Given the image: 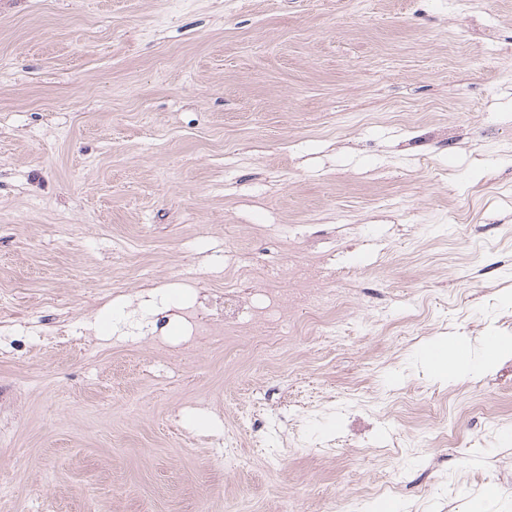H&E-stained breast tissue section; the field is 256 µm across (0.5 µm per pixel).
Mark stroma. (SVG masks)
<instances>
[{
	"label": "stroma",
	"instance_id": "1",
	"mask_svg": "<svg viewBox=\"0 0 512 512\" xmlns=\"http://www.w3.org/2000/svg\"><path fill=\"white\" fill-rule=\"evenodd\" d=\"M291 245L329 335L159 346ZM508 254L512 0H0V512H512V355L421 361L512 340ZM492 353L486 352L485 348L477 355L470 351H463L459 347L448 343L447 346L442 343H434L427 350L432 353V358L428 361L432 368L441 373H447L457 379H463L470 373L489 367L499 356H503L510 351L512 354V343L497 341L493 338L487 339L489 350L495 346Z\"/></svg>",
	"mask_w": 512,
	"mask_h": 512
}]
</instances>
